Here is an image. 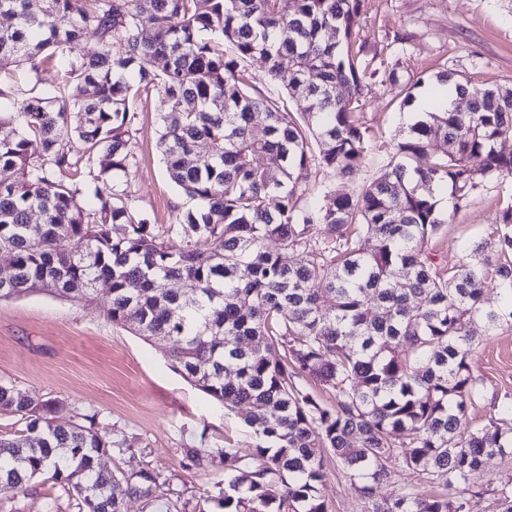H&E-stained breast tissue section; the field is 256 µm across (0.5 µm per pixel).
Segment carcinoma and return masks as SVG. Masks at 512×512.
<instances>
[{
  "label": "carcinoma",
  "instance_id": "carcinoma-1",
  "mask_svg": "<svg viewBox=\"0 0 512 512\" xmlns=\"http://www.w3.org/2000/svg\"><path fill=\"white\" fill-rule=\"evenodd\" d=\"M362 2L0 0L11 20L0 27V71L25 66L37 76L55 56L60 71L53 91L0 111V171L13 174L0 183V256L13 267L0 301L45 293L91 303L103 288L113 325L148 342L170 338L173 369L240 414L254 441L248 458L222 452L215 500L224 512H328L329 456L366 512H478L484 461L512 456V404L480 428L465 422L483 391L471 366L475 336L512 328V204L496 218L498 235L468 248L453 270L428 248L447 223L436 190L451 189L457 210L476 188L474 172L512 177L502 142L512 87L471 95L437 75L439 95L468 97V111L408 124L399 160L361 191L330 188L307 210L294 201L313 170L344 180L367 154L359 90L376 69L352 53ZM88 32L99 49L67 57ZM255 56L265 80L289 78L297 111L246 90L239 64ZM151 88L168 102L159 138L167 174L198 201L179 221L186 244L177 251L131 206L120 178L141 92ZM202 145L211 151L203 166ZM84 173L108 186L95 189L91 210ZM290 251L301 260L288 263ZM490 277L498 308L484 300ZM173 281L192 283L193 296ZM304 378L331 389L333 405L306 391ZM0 411L26 422V432L0 437V494L42 476L71 488L79 512H123L113 493L121 480L150 498L151 473L120 480L100 467L103 454L128 445L101 435L97 414L80 424L66 401L43 404L2 384ZM394 460L443 492L409 484L377 500ZM497 503L512 512V476Z\"/></svg>",
  "mask_w": 512,
  "mask_h": 512
}]
</instances>
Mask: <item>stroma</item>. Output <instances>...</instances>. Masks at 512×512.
Instances as JSON below:
<instances>
[{"instance_id":"35a3bbf8","label":"stroma","mask_w":512,"mask_h":512,"mask_svg":"<svg viewBox=\"0 0 512 512\" xmlns=\"http://www.w3.org/2000/svg\"><path fill=\"white\" fill-rule=\"evenodd\" d=\"M354 49L378 72L364 78L360 116L371 152L349 181L359 190L390 160L409 107L403 100L418 79L448 69L471 91L512 85V0H365L355 26ZM396 80H389V73ZM56 79L49 67L35 76L0 73V109L12 112ZM167 106L159 90L143 94L133 123L130 166L123 181L132 206L146 214L173 248L185 244L182 213L196 202L169 179L158 147L159 115ZM468 202L452 211L430 247L447 266L465 256V245L493 238L498 212L512 201V178L475 175ZM110 298L92 304L43 293L0 302V382L39 401L62 399L79 413L98 416L101 433L125 436V453L103 455L115 473H153L149 500L124 497L123 512H223L215 502L224 467H198L190 448L252 451L239 418L225 412L173 370L171 341L145 342L113 326ZM472 368L484 381L482 397L468 403L472 427L485 424L512 402V328L481 337ZM321 492L329 512H364L342 468L328 461ZM78 512L75 495L37 478L24 491L0 495V512Z\"/></svg>"}]
</instances>
